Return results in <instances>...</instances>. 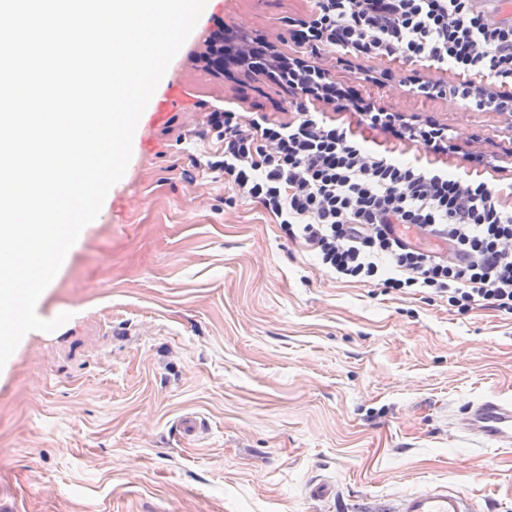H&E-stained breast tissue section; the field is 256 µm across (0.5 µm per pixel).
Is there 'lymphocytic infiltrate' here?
<instances>
[{
    "label": "lymphocytic infiltrate",
    "mask_w": 512,
    "mask_h": 512,
    "mask_svg": "<svg viewBox=\"0 0 512 512\" xmlns=\"http://www.w3.org/2000/svg\"><path fill=\"white\" fill-rule=\"evenodd\" d=\"M294 38L304 57H273L269 42L240 45L228 36L224 58L261 56L265 72L333 104L342 95L319 57L400 54L459 75L449 95L477 109L512 107L502 91L512 86V23L491 20L476 0H315ZM471 73L489 84L469 82ZM207 127L222 145L207 169L278 218L286 236L308 243L338 277L425 288L462 311L481 304L512 315V209L487 183L371 152L303 103L290 120L262 116L246 125L217 109ZM399 225L444 240L448 254L405 240Z\"/></svg>",
    "instance_id": "f902f5d3"
}]
</instances>
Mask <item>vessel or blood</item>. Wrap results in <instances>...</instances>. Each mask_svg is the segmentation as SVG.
Masks as SVG:
<instances>
[{"label":"vessel or blood","mask_w":512,"mask_h":512,"mask_svg":"<svg viewBox=\"0 0 512 512\" xmlns=\"http://www.w3.org/2000/svg\"><path fill=\"white\" fill-rule=\"evenodd\" d=\"M458 428L479 445L512 447V402L487 396L470 404L457 420ZM366 512H481L465 492L445 485L375 500Z\"/></svg>","instance_id":"vessel-or-blood-1"}]
</instances>
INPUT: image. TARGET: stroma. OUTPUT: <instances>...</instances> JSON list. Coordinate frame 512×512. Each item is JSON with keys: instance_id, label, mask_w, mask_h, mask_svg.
Instances as JSON below:
<instances>
[{"instance_id": "1", "label": "stroma", "mask_w": 512, "mask_h": 512, "mask_svg": "<svg viewBox=\"0 0 512 512\" xmlns=\"http://www.w3.org/2000/svg\"><path fill=\"white\" fill-rule=\"evenodd\" d=\"M313 0H208L136 127L123 178L86 226L42 314L71 318L0 372V501L11 512H356L430 484L512 512V448L473 446L453 414L512 401V316L424 288L337 278L256 202L192 156L220 107L243 123L293 116L285 80L214 77L192 51L228 29L296 56ZM389 127L310 109L377 153L486 182L512 207V115L416 93L402 57L325 61ZM435 126L447 151L410 140ZM204 424L193 435L178 423ZM335 484L317 499L310 484Z\"/></svg>"}]
</instances>
